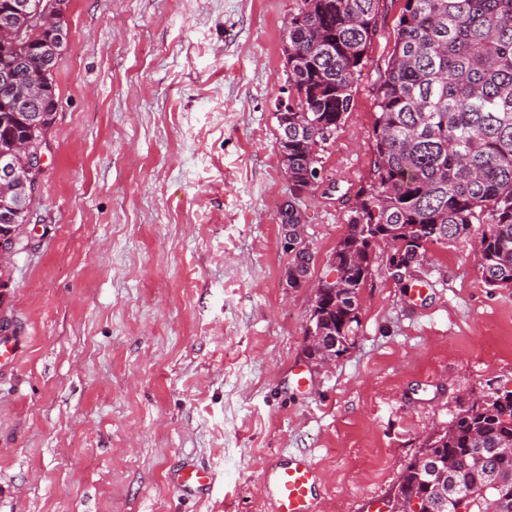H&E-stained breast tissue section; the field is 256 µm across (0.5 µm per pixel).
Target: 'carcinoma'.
<instances>
[{"label":"carcinoma","instance_id":"obj_1","mask_svg":"<svg viewBox=\"0 0 512 512\" xmlns=\"http://www.w3.org/2000/svg\"><path fill=\"white\" fill-rule=\"evenodd\" d=\"M0 0V153L39 147L58 108L54 70L64 48L44 59L55 31L34 30ZM380 0H302L283 29L288 111L275 112L278 151L288 166V217L299 229L309 177L354 105V82L378 35ZM370 182L355 195L347 231L332 255L336 288L314 300L309 322L341 355L359 324V294L372 275L373 247L392 246L388 264L416 265L430 245L474 241L481 278L512 288V0H404L386 67L376 86ZM288 261V286L309 268ZM424 448L447 466L422 481L414 462L395 493L423 500L422 512H512V390L475 399Z\"/></svg>","mask_w":512,"mask_h":512}]
</instances>
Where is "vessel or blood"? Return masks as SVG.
<instances>
[{
	"instance_id": "obj_1",
	"label": "vessel or blood",
	"mask_w": 512,
	"mask_h": 512,
	"mask_svg": "<svg viewBox=\"0 0 512 512\" xmlns=\"http://www.w3.org/2000/svg\"><path fill=\"white\" fill-rule=\"evenodd\" d=\"M173 479L190 491L205 490L212 483L210 472L200 466L180 469ZM318 479L315 467L306 458L296 457L265 473L261 486L272 500L274 512H316L313 491Z\"/></svg>"
}]
</instances>
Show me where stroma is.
<instances>
[{"instance_id": "obj_1", "label": "stroma", "mask_w": 512, "mask_h": 512, "mask_svg": "<svg viewBox=\"0 0 512 512\" xmlns=\"http://www.w3.org/2000/svg\"><path fill=\"white\" fill-rule=\"evenodd\" d=\"M300 0H70L55 122L0 312V512H273L276 459L320 473L318 512H384L424 439L512 390V289L470 244L404 277L373 250L355 343L309 363L314 282L330 275L373 153L374 84L402 0L301 204L313 260L289 287L275 101ZM213 482L186 494L173 470Z\"/></svg>"}]
</instances>
